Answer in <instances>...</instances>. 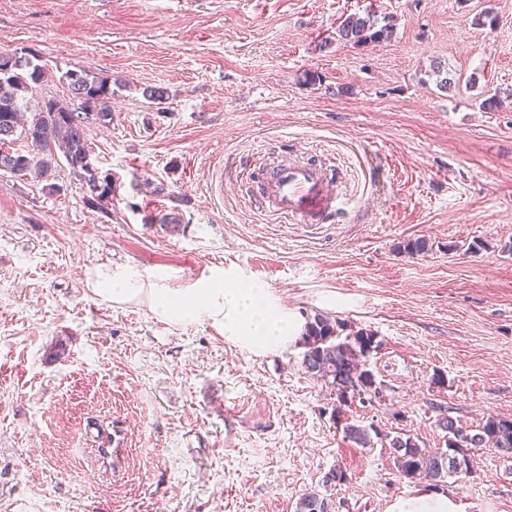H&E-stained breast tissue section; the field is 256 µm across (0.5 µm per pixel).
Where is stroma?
Segmentation results:
<instances>
[{
    "label": "stroma",
    "instance_id": "1",
    "mask_svg": "<svg viewBox=\"0 0 512 512\" xmlns=\"http://www.w3.org/2000/svg\"><path fill=\"white\" fill-rule=\"evenodd\" d=\"M369 10L390 40L318 50ZM0 52L43 68L31 110L78 108L69 72L111 79L112 121L86 132L117 182L101 210L65 158L47 181L0 171V512H295L311 491L389 512L433 484L385 435L440 448L443 416L512 421V0H0ZM284 151L336 167L327 223L252 199L245 172ZM129 269L242 276L299 321L373 331L380 396L338 407L299 343L255 354L94 290ZM471 457L442 493L512 512V459Z\"/></svg>",
    "mask_w": 512,
    "mask_h": 512
}]
</instances>
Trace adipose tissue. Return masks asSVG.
I'll return each instance as SVG.
<instances>
[{"instance_id":"ef3b65f1","label":"adipose tissue","mask_w":512,"mask_h":512,"mask_svg":"<svg viewBox=\"0 0 512 512\" xmlns=\"http://www.w3.org/2000/svg\"><path fill=\"white\" fill-rule=\"evenodd\" d=\"M96 288L115 303L147 300L161 319L211 323L226 339L253 351H276L303 331L302 323L279 305L269 288L241 277L222 285L209 279L172 289L131 271L117 278L104 276Z\"/></svg>"}]
</instances>
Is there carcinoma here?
Wrapping results in <instances>:
<instances>
[{
	"label": "carcinoma",
	"mask_w": 512,
	"mask_h": 512,
	"mask_svg": "<svg viewBox=\"0 0 512 512\" xmlns=\"http://www.w3.org/2000/svg\"><path fill=\"white\" fill-rule=\"evenodd\" d=\"M394 24L390 19L379 18L372 12L363 15L349 14L336 27V37L320 42L318 49L330 48L333 42L353 47L383 42L392 38ZM8 76L0 75V146L20 136L40 147L33 155L14 151L0 154V170L30 173L37 179H49L56 162L55 151L62 152L72 173L83 179L87 189V202L98 208L112 203L117 186L112 177L100 175L97 169H88L84 160L90 154L86 138L85 119L74 109L57 112L47 107L26 114L22 112V93L41 78V70L25 56L13 55ZM69 90L73 98L80 101L84 110L94 109L108 123L112 112L108 100L112 88L107 78L90 79L78 72L67 74ZM340 326L323 315H317L305 325L302 344L305 348L302 365L307 372L319 377L334 389L339 403H345L348 393L357 391L369 396L378 394L376 379L368 369L367 358L378 347L374 332L360 328L345 337H340ZM445 432L446 450L429 451L420 447L418 441L406 433H398L388 440V448L394 455L397 469L403 478L417 480L426 478L435 483L471 471L470 450L487 448L501 457L512 458V421L488 416L471 433L451 416L438 420ZM345 437L362 445L371 443L369 429L355 423H346ZM296 512H331L329 501L317 492L303 495L296 504Z\"/></svg>",
	"instance_id": "carcinoma-1"
}]
</instances>
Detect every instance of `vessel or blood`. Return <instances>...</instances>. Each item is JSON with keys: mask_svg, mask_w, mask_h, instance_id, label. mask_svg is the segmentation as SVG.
<instances>
[{"mask_svg": "<svg viewBox=\"0 0 512 512\" xmlns=\"http://www.w3.org/2000/svg\"><path fill=\"white\" fill-rule=\"evenodd\" d=\"M261 199L275 215L323 223L336 212L334 175L323 166L284 157L268 169Z\"/></svg>", "mask_w": 512, "mask_h": 512, "instance_id": "b4317fda", "label": "vessel or blood"}]
</instances>
